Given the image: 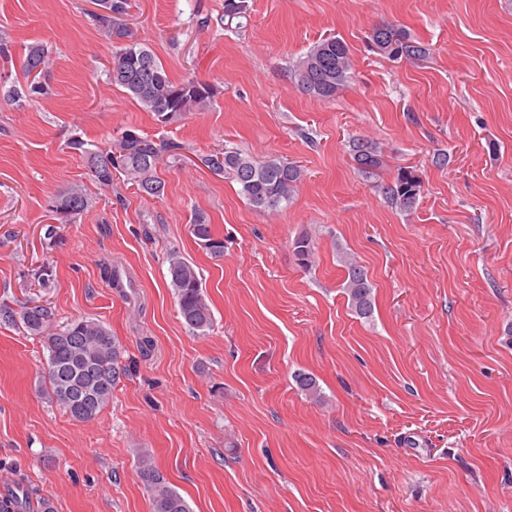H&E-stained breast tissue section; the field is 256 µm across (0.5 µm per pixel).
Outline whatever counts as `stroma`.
I'll return each instance as SVG.
<instances>
[{"label": "stroma", "instance_id": "stroma-1", "mask_svg": "<svg viewBox=\"0 0 512 512\" xmlns=\"http://www.w3.org/2000/svg\"><path fill=\"white\" fill-rule=\"evenodd\" d=\"M248 2L238 30L219 21L224 0H131L128 25L171 78L217 90L207 110L161 127L110 83L95 0H0V303L100 321L126 369L96 418L72 421L46 394L43 339L0 325V499L151 512L136 474L147 449L191 512H512V0ZM383 23L423 56L371 51ZM329 36L348 44L353 80L319 101L291 69ZM36 41L54 93L18 106L6 92ZM132 126L185 147L161 166L160 197L119 173L99 185L67 146ZM355 137L380 143L388 170H418L416 209L355 170ZM225 145L298 162L306 180L287 207L256 210L193 161ZM74 184L92 204L50 242L52 201ZM196 209L223 256L196 244ZM305 232L310 269L292 248ZM174 248L203 278L206 335L179 314ZM347 255L373 285L372 318L350 308ZM106 260L130 287L112 286ZM42 264L55 272L45 289L31 276ZM300 370L323 402L299 392ZM292 247L293 253L301 267L309 268L315 265L316 250L311 235L303 233L297 236L292 242Z\"/></svg>", "mask_w": 512, "mask_h": 512}]
</instances>
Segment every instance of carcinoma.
I'll use <instances>...</instances> for the list:
<instances>
[{
	"label": "carcinoma",
	"instance_id": "carcinoma-1",
	"mask_svg": "<svg viewBox=\"0 0 512 512\" xmlns=\"http://www.w3.org/2000/svg\"><path fill=\"white\" fill-rule=\"evenodd\" d=\"M100 12L93 17L115 50L107 69L112 85L122 89L144 111L152 114L156 124L167 126L181 120L189 112L209 108L216 97L214 86L194 78L173 80L154 52L142 43L124 23L130 0H97ZM224 18L237 22L250 20L247 0H224ZM371 49L390 59L419 58L424 51L407 34L391 24L374 27L369 36ZM50 63L46 45H29L21 60L25 86H12L7 96L15 103L48 98L52 89L45 79ZM297 85L310 97L333 100L353 78L351 53L347 43L329 37L316 42L293 67ZM351 155L357 168L370 177H380L386 170L384 152L379 143L365 138L350 141ZM69 148L84 156L94 179L102 186L112 185L113 171L125 174L136 189L148 196L164 193V182L158 168L183 160V146L172 141H156L147 136L114 154L111 148L92 149L81 138H74ZM208 169L231 178L247 202L263 211H277L288 206L305 179V169L280 157L257 161L248 153L223 147L199 156ZM382 193L401 210L410 212L422 194V180L412 166L398 167L388 180L380 182ZM89 206L82 186L74 184L56 196L53 213L58 223L69 224ZM191 233L198 244L215 257L224 255V239L216 236L208 216L199 210L191 217ZM293 253L303 268L315 265L316 250L312 236L303 233L293 242ZM347 272L344 289L351 310L369 319L374 311L373 285L364 268L350 257L343 260ZM170 287L177 298L179 313L185 326L195 335H204L213 327L214 314L203 291L197 266L181 252L168 255ZM22 324L31 336L45 339L48 351L46 381L48 393L73 421L88 422L112 399V390L120 382L123 369L118 365L120 345L100 322L87 318L74 319L64 325L56 321L46 305L26 303L20 309L0 304V324ZM298 390L314 402L323 400L316 378L304 371L294 374ZM137 475L147 491L151 512H191L183 496L167 481L154 464L152 455L138 456Z\"/></svg>",
	"mask_w": 512,
	"mask_h": 512
}]
</instances>
